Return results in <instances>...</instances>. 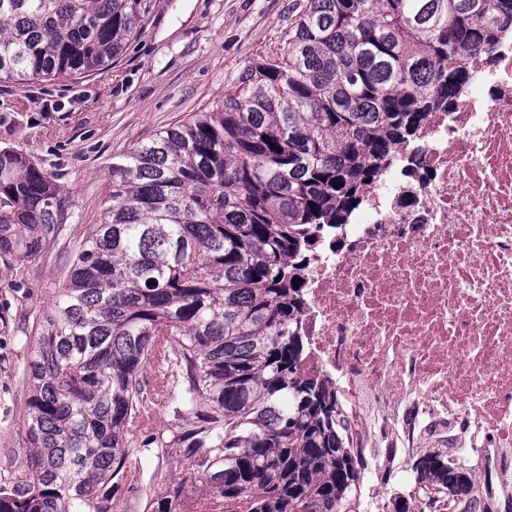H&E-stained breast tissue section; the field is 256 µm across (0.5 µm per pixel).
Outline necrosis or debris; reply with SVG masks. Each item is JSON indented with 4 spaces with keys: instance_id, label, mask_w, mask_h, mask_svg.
Listing matches in <instances>:
<instances>
[{
    "instance_id": "necrosis-or-debris-1",
    "label": "necrosis or debris",
    "mask_w": 512,
    "mask_h": 512,
    "mask_svg": "<svg viewBox=\"0 0 512 512\" xmlns=\"http://www.w3.org/2000/svg\"><path fill=\"white\" fill-rule=\"evenodd\" d=\"M485 58L302 271L300 370L337 393L372 490L427 435L512 487V42Z\"/></svg>"
}]
</instances>
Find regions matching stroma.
<instances>
[{"label": "stroma", "instance_id": "35a3bbf8", "mask_svg": "<svg viewBox=\"0 0 512 512\" xmlns=\"http://www.w3.org/2000/svg\"><path fill=\"white\" fill-rule=\"evenodd\" d=\"M140 36L111 66L18 87L0 81V146L31 156L65 190L75 220L36 271L0 258V473L22 470L25 339L50 314L86 230L99 223L113 157L205 110L245 65L283 48L294 0H149Z\"/></svg>", "mask_w": 512, "mask_h": 512}]
</instances>
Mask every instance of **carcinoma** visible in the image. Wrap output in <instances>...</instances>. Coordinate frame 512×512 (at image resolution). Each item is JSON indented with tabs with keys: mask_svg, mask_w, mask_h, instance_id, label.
<instances>
[{
	"mask_svg": "<svg viewBox=\"0 0 512 512\" xmlns=\"http://www.w3.org/2000/svg\"><path fill=\"white\" fill-rule=\"evenodd\" d=\"M146 5L0 0V81L106 69ZM506 30L512 0H301L282 52L112 162L111 204L25 337L36 454L0 477V512H114L135 481L167 487L140 512H179L194 478L224 512H355L363 465L329 385L299 371L293 282L320 234L470 79L469 57ZM73 221L55 180L1 148L0 257L24 273ZM145 451L157 463L144 473L132 461ZM412 470L447 512L474 481L443 449ZM483 491V512H512L494 478Z\"/></svg>",
	"mask_w": 512,
	"mask_h": 512,
	"instance_id": "cac0c4a2",
	"label": "carcinoma"
}]
</instances>
